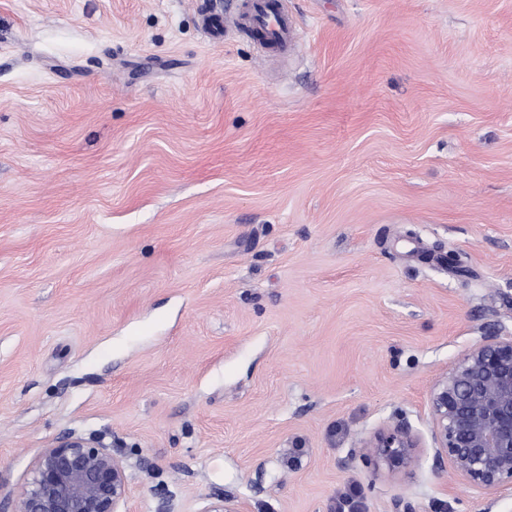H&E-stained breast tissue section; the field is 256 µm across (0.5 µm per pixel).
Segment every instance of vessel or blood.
<instances>
[{"label":"vessel or blood","instance_id":"b4317fda","mask_svg":"<svg viewBox=\"0 0 512 512\" xmlns=\"http://www.w3.org/2000/svg\"><path fill=\"white\" fill-rule=\"evenodd\" d=\"M204 28L214 38L237 29L259 34L263 48H272L282 53L297 46V31L285 11L283 0H238L233 15L225 17L210 12L204 18Z\"/></svg>","mask_w":512,"mask_h":512}]
</instances>
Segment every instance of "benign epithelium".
I'll return each mask as SVG.
<instances>
[{
    "instance_id": "1",
    "label": "benign epithelium",
    "mask_w": 512,
    "mask_h": 512,
    "mask_svg": "<svg viewBox=\"0 0 512 512\" xmlns=\"http://www.w3.org/2000/svg\"><path fill=\"white\" fill-rule=\"evenodd\" d=\"M435 458L472 489L512 486V336H491L460 354L430 395ZM402 424L378 429L368 443L372 474H398L417 454ZM128 493L112 449L68 435L45 448L12 512H121Z\"/></svg>"
}]
</instances>
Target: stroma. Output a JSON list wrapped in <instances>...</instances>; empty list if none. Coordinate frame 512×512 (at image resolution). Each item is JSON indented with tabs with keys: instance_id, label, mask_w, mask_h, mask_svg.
Listing matches in <instances>:
<instances>
[{
	"instance_id": "stroma-1",
	"label": "stroma",
	"mask_w": 512,
	"mask_h": 512,
	"mask_svg": "<svg viewBox=\"0 0 512 512\" xmlns=\"http://www.w3.org/2000/svg\"><path fill=\"white\" fill-rule=\"evenodd\" d=\"M205 2L0 0V512L70 434L127 512H512L429 403L512 335V0H288L266 68ZM367 463L372 474L379 472L398 474L407 469L417 454L418 439L402 424L378 429L371 437L368 446Z\"/></svg>"
}]
</instances>
